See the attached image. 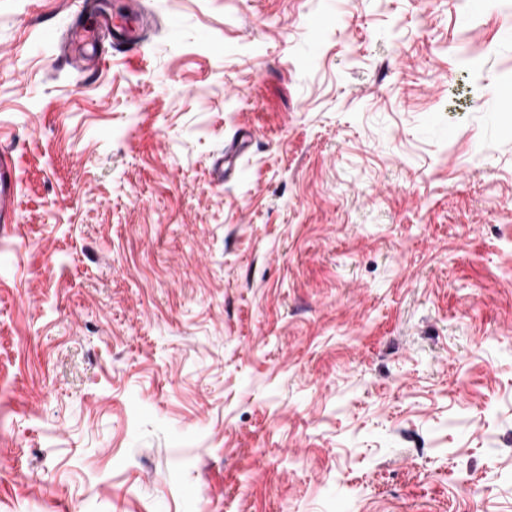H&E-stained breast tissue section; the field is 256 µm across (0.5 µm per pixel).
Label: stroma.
<instances>
[{
	"label": "stroma",
	"mask_w": 512,
	"mask_h": 512,
	"mask_svg": "<svg viewBox=\"0 0 512 512\" xmlns=\"http://www.w3.org/2000/svg\"><path fill=\"white\" fill-rule=\"evenodd\" d=\"M144 7L0 0V512H512V0ZM132 8L125 15L117 17H101L98 26L102 32L112 33V44L124 43L130 36L132 25L144 18V7L140 0H132ZM252 139V134L249 131L240 130L236 140L231 143L229 148L224 151V156L221 158L220 163L215 167L213 177L214 182H224V178L234 171L240 159L246 154L249 144ZM17 161L11 151L0 148V224L17 223L19 207Z\"/></svg>",
	"instance_id": "stroma-1"
}]
</instances>
